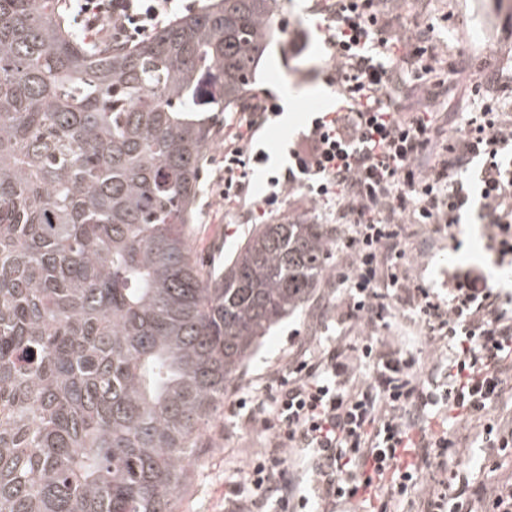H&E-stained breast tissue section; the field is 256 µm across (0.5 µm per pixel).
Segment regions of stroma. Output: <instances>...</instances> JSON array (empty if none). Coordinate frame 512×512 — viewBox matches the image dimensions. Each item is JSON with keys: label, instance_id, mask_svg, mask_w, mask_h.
Listing matches in <instances>:
<instances>
[{"label": "stroma", "instance_id": "1", "mask_svg": "<svg viewBox=\"0 0 512 512\" xmlns=\"http://www.w3.org/2000/svg\"><path fill=\"white\" fill-rule=\"evenodd\" d=\"M386 13L400 15L406 35L430 27L439 55V65L451 70L453 84L448 93L431 103L441 115V134L453 138L463 115L479 111V88L495 73H512V16L502 14L496 0H384ZM317 17L312 0H278L273 15L274 36L261 60L252 86L254 94H268L282 114L264 130L261 146L270 155L268 165L251 177V200L268 191L267 180L282 171V159L289 143L304 129L311 113L333 109L337 97L323 76L334 67L330 49L316 30ZM308 35L307 44L292 52L293 32ZM216 138L206 150L195 202L191 246L202 264L220 267L231 261L252 228L244 205L221 198L214 185L222 167L224 141L235 131L234 111L212 115ZM413 268L424 287L445 294L452 269L480 270L497 288L512 287V266L498 264L487 237V221L472 214L467 223L444 231L431 224L421 225L410 241ZM336 309V298L326 282L296 311L272 326L261 340L240 378L224 395V406L203 432L208 447L191 465L190 485L179 504V512H224V492L269 438L260 425L250 420L249 406L263 398L272 374L284 367L298 348L318 349L330 337L325 324ZM387 341L407 347L430 367L437 358L426 343L421 327L403 308L381 331ZM434 432L452 428L466 434L458 459L473 485L512 478V456L502 458L497 470L482 462V441L474 422L434 417Z\"/></svg>", "mask_w": 512, "mask_h": 512}]
</instances>
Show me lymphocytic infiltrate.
I'll use <instances>...</instances> for the list:
<instances>
[{"label": "lymphocytic infiltrate", "instance_id": "1", "mask_svg": "<svg viewBox=\"0 0 512 512\" xmlns=\"http://www.w3.org/2000/svg\"><path fill=\"white\" fill-rule=\"evenodd\" d=\"M76 2L79 32L118 45L144 41L178 11L195 8L193 0ZM324 28L341 103L316 113L251 215L271 212L297 190L332 205L341 261L327 285L339 298L340 334L273 378L270 408L260 419L270 446L229 486L225 512H355L362 503L372 512L412 503L419 512H512V482L482 496L458 468L457 437L425 425L435 410L479 421L485 461L498 467L499 453L512 448V429L501 431L492 415L512 392V309L476 270L450 271L444 297L422 287L407 250L417 225L447 229L475 206L500 256L512 254V120L496 109L498 92L511 82L489 80L481 110L444 143L437 113L391 105L405 82L427 98L445 84L427 31L402 39L382 0H332ZM276 113L269 97L240 113L224 146L220 197L245 199L250 167L266 160L255 148L258 134ZM478 158L476 182L463 179ZM397 305L410 311L428 342L452 349L444 382L423 379L412 352L380 337ZM430 468L449 477L415 498Z\"/></svg>", "mask_w": 512, "mask_h": 512}]
</instances>
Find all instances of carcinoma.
<instances>
[{
    "label": "carcinoma",
    "instance_id": "obj_1",
    "mask_svg": "<svg viewBox=\"0 0 512 512\" xmlns=\"http://www.w3.org/2000/svg\"><path fill=\"white\" fill-rule=\"evenodd\" d=\"M65 0H0V512H177L203 428L325 272L321 224L190 245L203 112L239 104L277 0H212L90 43Z\"/></svg>",
    "mask_w": 512,
    "mask_h": 512
}]
</instances>
